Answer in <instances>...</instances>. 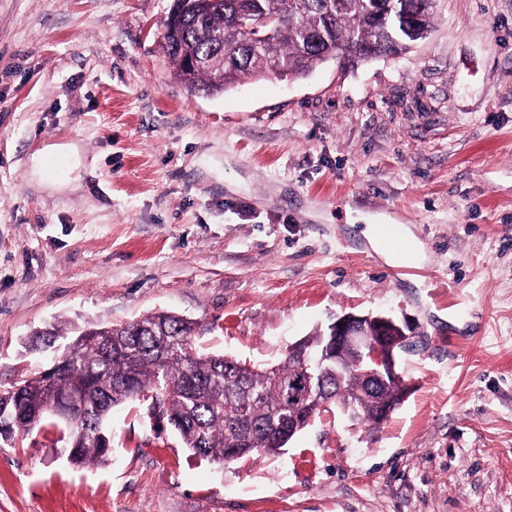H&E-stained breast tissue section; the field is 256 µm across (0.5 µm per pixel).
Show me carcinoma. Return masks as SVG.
Segmentation results:
<instances>
[{"instance_id": "carcinoma-1", "label": "carcinoma", "mask_w": 512, "mask_h": 512, "mask_svg": "<svg viewBox=\"0 0 512 512\" xmlns=\"http://www.w3.org/2000/svg\"><path fill=\"white\" fill-rule=\"evenodd\" d=\"M185 0L186 12L170 27L162 51L186 88L221 93L248 76L276 75L269 65L261 30L245 32L239 16L249 9L271 8L281 23L276 29V55L283 70L302 77L329 61L338 45L352 47L347 63L367 62L379 55H398L423 39L433 19V0H220L200 6ZM224 33L226 62L212 35ZM215 57L212 65L191 68L183 59ZM195 322L174 313H154L136 321L86 329L64 349L66 367L51 379L41 371L0 394V437L13 430L32 434L54 425L51 414L68 407L78 394L84 412L65 431L70 459L78 464L104 462L111 452L105 426L112 409L137 396L163 393L161 417L179 436L183 447L213 462L278 454L287 445L280 427L306 428L311 414L283 411V386L299 377L300 363L285 356L272 365H250L223 355L192 350ZM328 331L302 339V347L319 355ZM341 373H325L315 383L314 396L354 414L359 423L379 424L383 402L401 403L408 386L395 384L372 393L357 375V352L343 345Z\"/></svg>"}]
</instances>
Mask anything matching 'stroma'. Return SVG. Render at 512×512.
I'll return each instance as SVG.
<instances>
[{"mask_svg":"<svg viewBox=\"0 0 512 512\" xmlns=\"http://www.w3.org/2000/svg\"><path fill=\"white\" fill-rule=\"evenodd\" d=\"M169 0H0V389L36 331L173 312L254 364L346 313L409 323L386 422L322 411L281 454L216 464L115 408L112 458L0 442V512H512V0H435L397 57L189 92ZM76 145L82 187L30 160ZM401 224L398 274L364 237Z\"/></svg>","mask_w":512,"mask_h":512,"instance_id":"1","label":"stroma"}]
</instances>
